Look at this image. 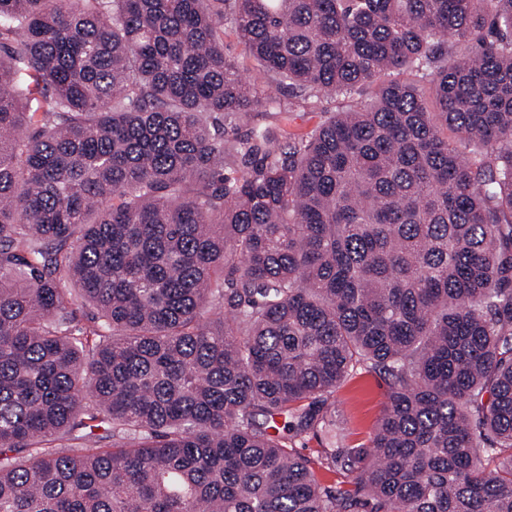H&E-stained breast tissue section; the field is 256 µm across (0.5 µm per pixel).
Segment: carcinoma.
<instances>
[{
  "instance_id": "cac0c4a2",
  "label": "carcinoma",
  "mask_w": 512,
  "mask_h": 512,
  "mask_svg": "<svg viewBox=\"0 0 512 512\" xmlns=\"http://www.w3.org/2000/svg\"><path fill=\"white\" fill-rule=\"evenodd\" d=\"M0 512H512V0H0ZM224 48L227 55L235 57L240 71L245 78L253 79L256 76L253 60L244 53L243 48L239 44L238 39L234 33L228 31L224 35ZM376 86H365L352 99H343L341 97H325L318 102L315 111H303L302 109L296 112H288L283 121L284 128L289 133L305 134L314 129L327 115L325 112H338L344 106L354 102L366 99L371 96L375 91ZM388 386L382 377L364 373L336 393V424L348 446L367 444L387 401ZM293 444L299 454L311 460L312 466L318 478L325 484H333L337 480H341L338 474L327 471L318 464V451L325 445L327 440L323 435L314 436L312 433L298 437Z\"/></svg>"
}]
</instances>
